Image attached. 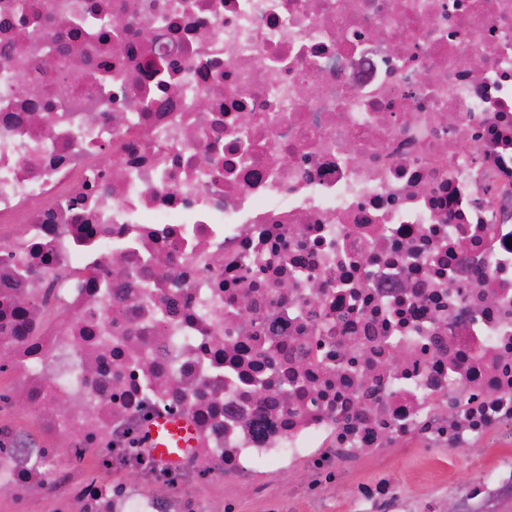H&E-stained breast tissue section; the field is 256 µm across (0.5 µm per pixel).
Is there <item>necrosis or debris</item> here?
Masks as SVG:
<instances>
[{
	"label": "necrosis or debris",
	"mask_w": 512,
	"mask_h": 512,
	"mask_svg": "<svg viewBox=\"0 0 512 512\" xmlns=\"http://www.w3.org/2000/svg\"><path fill=\"white\" fill-rule=\"evenodd\" d=\"M0 362V512L512 500L355 479L512 446V0H0ZM149 431L154 453L165 460L178 461L182 454L194 447L195 430L186 419L157 418ZM385 477L393 484L402 486L408 483H417V488L424 493L430 489L424 481L421 484L416 479L415 459L413 448H399L394 450L382 467ZM197 496L200 497L202 505L201 512L214 511L213 509L217 504L224 499V495L231 498L240 499L244 512H263L264 505L261 501L257 500L251 490H246L230 484H224V479H218L216 483L196 488L193 490Z\"/></svg>",
	"instance_id": "necrosis-or-debris-1"
}]
</instances>
